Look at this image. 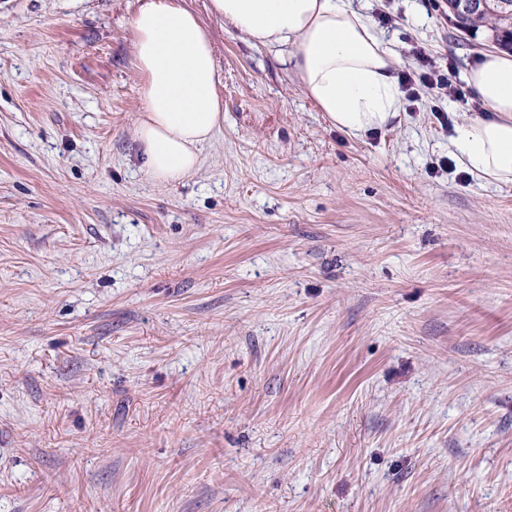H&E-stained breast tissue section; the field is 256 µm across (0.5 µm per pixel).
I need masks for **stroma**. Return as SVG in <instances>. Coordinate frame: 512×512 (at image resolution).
Returning a JSON list of instances; mask_svg holds the SVG:
<instances>
[{
  "label": "stroma",
  "instance_id": "obj_1",
  "mask_svg": "<svg viewBox=\"0 0 512 512\" xmlns=\"http://www.w3.org/2000/svg\"><path fill=\"white\" fill-rule=\"evenodd\" d=\"M184 4L224 123L166 183L138 0H0V512H512V184L430 175L429 90L347 134ZM351 5L403 70L498 49Z\"/></svg>",
  "mask_w": 512,
  "mask_h": 512
}]
</instances>
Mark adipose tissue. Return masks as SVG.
I'll list each match as a JSON object with an SVG mask.
<instances>
[{"label":"adipose tissue","instance_id":"ef3b65f1","mask_svg":"<svg viewBox=\"0 0 512 512\" xmlns=\"http://www.w3.org/2000/svg\"><path fill=\"white\" fill-rule=\"evenodd\" d=\"M211 12L279 53L332 127L359 136L401 112L396 58L350 0H211ZM132 32L145 102L135 140L147 174L175 182L197 169L200 147L224 121L221 74L207 30L182 0H140ZM467 82L486 113L455 127L452 153L477 178L510 184L512 57L484 54Z\"/></svg>","mask_w":512,"mask_h":512}]
</instances>
